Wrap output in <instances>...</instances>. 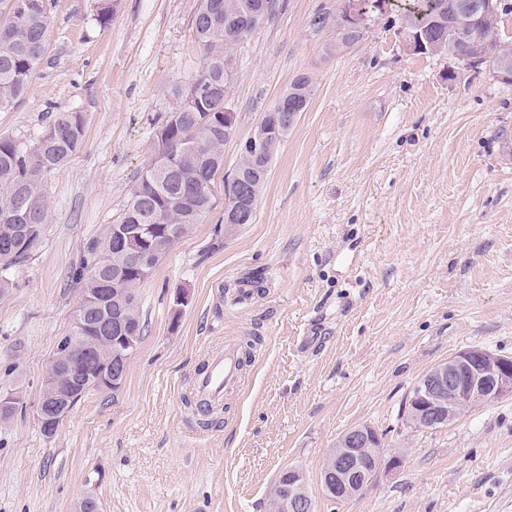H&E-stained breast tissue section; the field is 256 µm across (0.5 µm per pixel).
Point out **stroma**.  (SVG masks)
Here are the masks:
<instances>
[{
	"label": "stroma",
	"instance_id": "stroma-1",
	"mask_svg": "<svg viewBox=\"0 0 512 512\" xmlns=\"http://www.w3.org/2000/svg\"><path fill=\"white\" fill-rule=\"evenodd\" d=\"M199 5L117 0L102 26L94 0H55L29 92L0 110V136L21 142L55 112L85 121L82 149L45 180L41 246L0 291V394L19 398L0 421V512H72L87 495L102 512H268L290 466L318 512H512V398L434 430L405 414L418 379L457 351L512 358V84L410 51L387 16L330 51L309 20L336 0H277L234 52L225 170L296 76L315 85L254 222L215 235L216 178L213 210L137 288L143 336L122 388L90 392L42 434L46 366L81 293L71 272L120 216L155 155L156 118L202 64ZM249 340L246 386L192 435L195 369ZM362 424L402 463L330 501L323 461Z\"/></svg>",
	"mask_w": 512,
	"mask_h": 512
}]
</instances>
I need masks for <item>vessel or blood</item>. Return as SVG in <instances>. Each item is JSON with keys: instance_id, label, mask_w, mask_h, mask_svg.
<instances>
[{"instance_id": "obj_1", "label": "vessel or blood", "mask_w": 512, "mask_h": 512, "mask_svg": "<svg viewBox=\"0 0 512 512\" xmlns=\"http://www.w3.org/2000/svg\"><path fill=\"white\" fill-rule=\"evenodd\" d=\"M239 347L232 342L212 354L193 378L192 395L198 415L205 416L224 404L227 392L242 388Z\"/></svg>"}]
</instances>
